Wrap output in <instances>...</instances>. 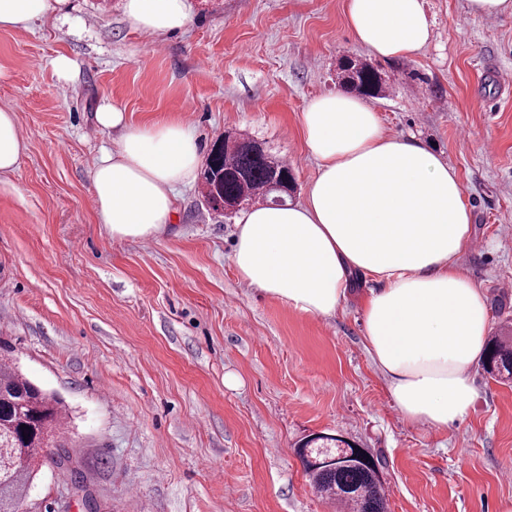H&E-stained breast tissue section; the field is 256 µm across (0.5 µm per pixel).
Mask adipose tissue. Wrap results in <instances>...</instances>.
<instances>
[{"label":"adipose tissue","instance_id":"obj_1","mask_svg":"<svg viewBox=\"0 0 512 512\" xmlns=\"http://www.w3.org/2000/svg\"><path fill=\"white\" fill-rule=\"evenodd\" d=\"M70 0H0V28L54 14ZM135 31L168 35L192 21L189 0H124ZM354 42L381 59L422 50L431 34L423 0H345ZM98 125L117 132L92 174L100 224L118 240L148 239L175 218L179 189L197 179L195 131L179 121L136 125L103 103ZM317 174L305 197L243 210L230 257L239 278L296 310L330 317L354 274L379 283L363 307L367 349L403 415L446 427L470 411V369L490 323L485 296L458 259L472 215L457 171L423 143L383 132L378 112L344 92L317 96L302 113Z\"/></svg>","mask_w":512,"mask_h":512}]
</instances>
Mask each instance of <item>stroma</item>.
Instances as JSON below:
<instances>
[{
  "label": "stroma",
  "mask_w": 512,
  "mask_h": 512,
  "mask_svg": "<svg viewBox=\"0 0 512 512\" xmlns=\"http://www.w3.org/2000/svg\"><path fill=\"white\" fill-rule=\"evenodd\" d=\"M124 0H72L53 17L0 29V108L26 145L0 174V339L19 371L64 404L83 487L49 462L26 512H336L297 454L315 433L373 455L386 512H500L512 499V380L474 366L471 413L445 428L408 421L364 339L358 281L331 317L301 313L236 275V217L180 190L177 220L116 240L90 192L116 136L103 101L134 124L194 129L202 154L225 133L293 167V201L316 176L301 116L336 91L341 56L368 59L344 0H190L185 30L128 28ZM431 38L376 60L370 98L385 134L415 136L454 167L472 210L459 267L481 288L490 334L512 322V14L472 17L467 0H424ZM68 55L60 81L47 65Z\"/></svg>",
  "instance_id": "1"
}]
</instances>
